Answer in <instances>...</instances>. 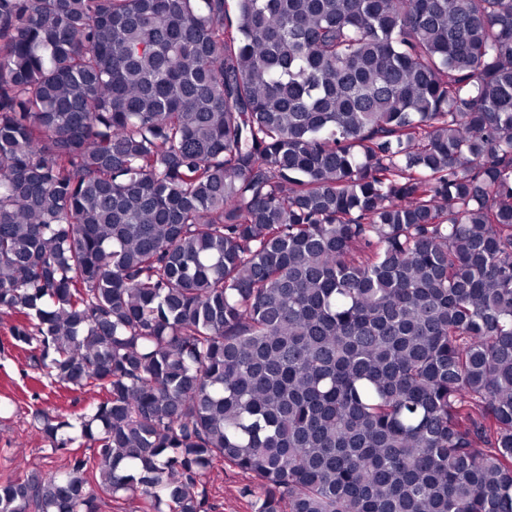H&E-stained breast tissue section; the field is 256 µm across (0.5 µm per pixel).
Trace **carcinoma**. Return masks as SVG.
<instances>
[{
	"instance_id": "carcinoma-1",
	"label": "carcinoma",
	"mask_w": 512,
	"mask_h": 512,
	"mask_svg": "<svg viewBox=\"0 0 512 512\" xmlns=\"http://www.w3.org/2000/svg\"><path fill=\"white\" fill-rule=\"evenodd\" d=\"M0 313V512H512V0H0ZM16 317L0 313V481L36 473L48 477L65 463L50 455L49 442L34 418L36 409L53 414L80 413L92 396L79 390L43 388L27 353L13 345L10 328ZM210 489L208 512H255L256 498L248 493L251 479L239 470L218 465L205 475Z\"/></svg>"
}]
</instances>
